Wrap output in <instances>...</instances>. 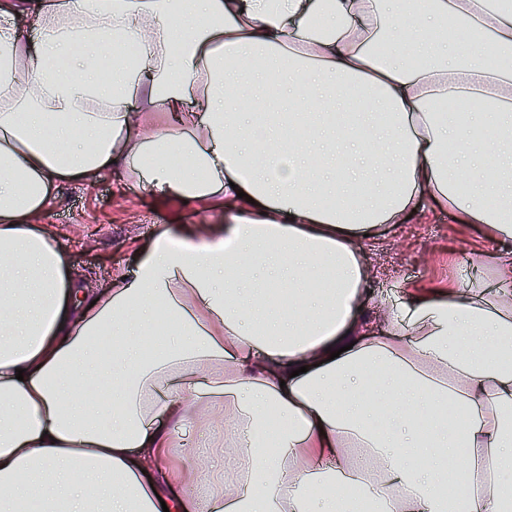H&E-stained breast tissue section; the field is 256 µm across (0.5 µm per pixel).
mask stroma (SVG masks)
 <instances>
[{"mask_svg": "<svg viewBox=\"0 0 512 512\" xmlns=\"http://www.w3.org/2000/svg\"><path fill=\"white\" fill-rule=\"evenodd\" d=\"M55 231V242L85 287L111 286L144 241L165 227L220 224L224 214L176 199H154L143 183L108 171L86 183H60L39 218ZM365 244L369 275L363 300L377 313L408 293L448 287L469 275L494 286L490 256L495 243L481 225L457 224L447 210L421 198L416 213L402 224H382Z\"/></svg>", "mask_w": 512, "mask_h": 512, "instance_id": "1", "label": "stroma"}]
</instances>
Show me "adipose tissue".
I'll return each mask as SVG.
<instances>
[{"instance_id":"ef3b65f1","label":"adipose tissue","mask_w":512,"mask_h":512,"mask_svg":"<svg viewBox=\"0 0 512 512\" xmlns=\"http://www.w3.org/2000/svg\"><path fill=\"white\" fill-rule=\"evenodd\" d=\"M88 41L112 65L76 71ZM111 169L224 221L80 287L38 218ZM424 195L483 225L496 286L373 332L361 244ZM21 502L512 512V0H0V512Z\"/></svg>"}]
</instances>
